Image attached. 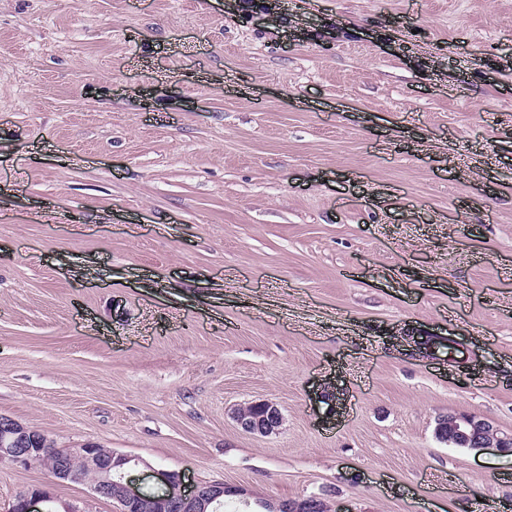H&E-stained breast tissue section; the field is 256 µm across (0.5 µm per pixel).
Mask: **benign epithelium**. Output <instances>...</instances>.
<instances>
[{
    "instance_id": "benign-epithelium-1",
    "label": "benign epithelium",
    "mask_w": 512,
    "mask_h": 512,
    "mask_svg": "<svg viewBox=\"0 0 512 512\" xmlns=\"http://www.w3.org/2000/svg\"><path fill=\"white\" fill-rule=\"evenodd\" d=\"M255 410L241 405L232 412V419L245 433L269 436L276 433L283 422L279 407L268 400L252 403ZM436 436L443 442H452L472 450L494 449L507 452L512 448V435L499 431L490 421L476 416L446 415L438 419ZM36 437L33 430L12 419L0 418V460L8 461L17 467H28L33 456L41 449L33 447ZM141 463L119 452H112L110 461L102 462L95 444L87 441L69 451L66 459L55 463V480L59 483L83 481L76 466L94 473L90 488L100 497L119 505V512H142L150 504L161 512L172 505L180 512H207L213 503H223L226 496H236L240 490L223 483H201L186 488L185 477L179 471L155 470L153 474L162 489L149 494L139 487L131 476L134 466ZM330 491L323 490L300 500L273 502L266 501L268 512H309L311 505L322 502L327 512H341L334 503L326 499ZM54 497L46 491L37 490L23 495L13 506V512H55L52 507Z\"/></svg>"
}]
</instances>
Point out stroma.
<instances>
[{"mask_svg": "<svg viewBox=\"0 0 512 512\" xmlns=\"http://www.w3.org/2000/svg\"><path fill=\"white\" fill-rule=\"evenodd\" d=\"M448 413L512 434V0H0V415L224 512H512ZM251 405L255 407L254 411L249 410ZM231 415L243 432L262 436L276 434L283 422L279 407L268 400L240 405L231 412ZM332 495L328 490H321L320 494H314L300 500H287L273 502L271 500L258 501L259 505H265L269 510L267 512H308L312 504L323 502L328 510L326 512H347L336 508L333 502L327 500L325 496Z\"/></svg>", "mask_w": 512, "mask_h": 512, "instance_id": "obj_1", "label": "stroma"}]
</instances>
